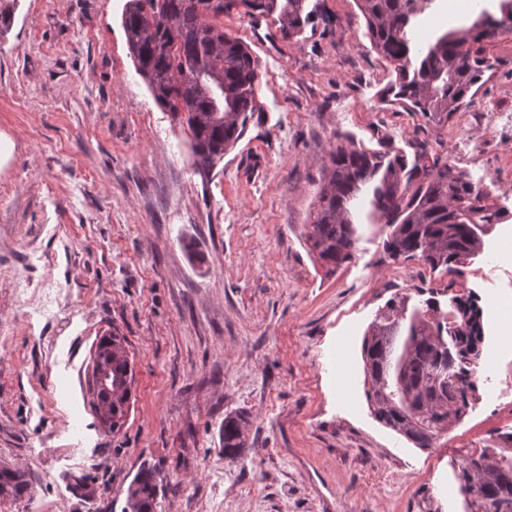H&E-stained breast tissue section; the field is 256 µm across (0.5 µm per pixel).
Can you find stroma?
<instances>
[{"label":"stroma","instance_id":"stroma-1","mask_svg":"<svg viewBox=\"0 0 512 512\" xmlns=\"http://www.w3.org/2000/svg\"><path fill=\"white\" fill-rule=\"evenodd\" d=\"M469 0H426L414 38L469 26ZM126 0H18L0 29V464L32 493L13 512H123L145 467L157 512H465L451 463L512 429L478 385L434 447L377 423L362 336L399 293L451 288L483 309L479 356L512 392V220L458 277L382 254L361 227L326 274L304 232L336 136L450 158L512 201V37L470 107L439 123L381 103L392 78L353 0H317L304 36L225 12L260 60L261 112L211 172L129 56ZM123 337L134 387L113 431L89 391L94 344ZM247 422L225 456L224 418Z\"/></svg>","mask_w":512,"mask_h":512}]
</instances>
